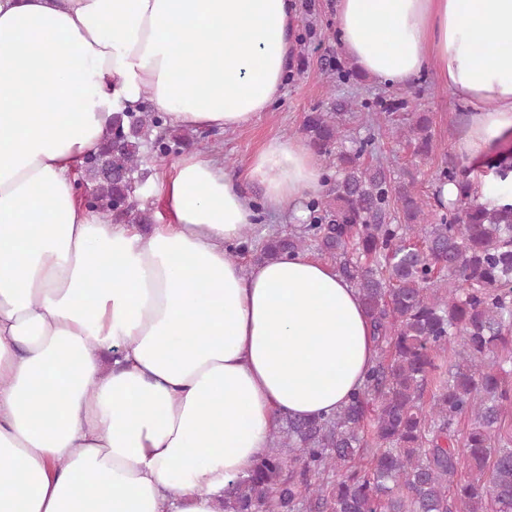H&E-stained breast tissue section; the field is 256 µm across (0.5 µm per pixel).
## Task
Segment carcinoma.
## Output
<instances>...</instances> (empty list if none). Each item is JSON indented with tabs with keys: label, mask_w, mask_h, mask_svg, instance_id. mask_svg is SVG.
<instances>
[{
	"label": "carcinoma",
	"mask_w": 512,
	"mask_h": 512,
	"mask_svg": "<svg viewBox=\"0 0 512 512\" xmlns=\"http://www.w3.org/2000/svg\"><path fill=\"white\" fill-rule=\"evenodd\" d=\"M344 109L307 115L310 142L336 157V179L308 202V223L272 235L255 260L316 242L358 288L380 356L342 410L287 419L250 476L232 483L223 512H453L458 500L467 512H512V433L502 425L512 360L497 356L512 343V205L478 202L471 169L452 163L439 170L428 209L413 182L365 161L372 139L343 146ZM401 135L416 155L431 152L424 117ZM189 142L160 112L113 113L82 170L96 211L114 224L153 223L132 202L144 152L166 157ZM446 183L459 186L453 202L443 201ZM455 278L462 285L448 287ZM464 417L471 427L459 453ZM330 471L341 478L320 482Z\"/></svg>",
	"instance_id": "cac0c4a2"
}]
</instances>
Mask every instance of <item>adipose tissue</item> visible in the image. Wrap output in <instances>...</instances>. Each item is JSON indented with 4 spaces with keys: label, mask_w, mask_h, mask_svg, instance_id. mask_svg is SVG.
Here are the masks:
<instances>
[{
    "label": "adipose tissue",
    "mask_w": 512,
    "mask_h": 512,
    "mask_svg": "<svg viewBox=\"0 0 512 512\" xmlns=\"http://www.w3.org/2000/svg\"><path fill=\"white\" fill-rule=\"evenodd\" d=\"M343 52L423 70L471 114L455 154L512 139V0H337ZM292 0H0V512H221L284 417L341 410L378 349L355 285L308 253L231 257L257 213L305 220L313 148L232 174L183 154L142 231L77 202L113 112L236 130L282 94Z\"/></svg>",
    "instance_id": "1"
}]
</instances>
